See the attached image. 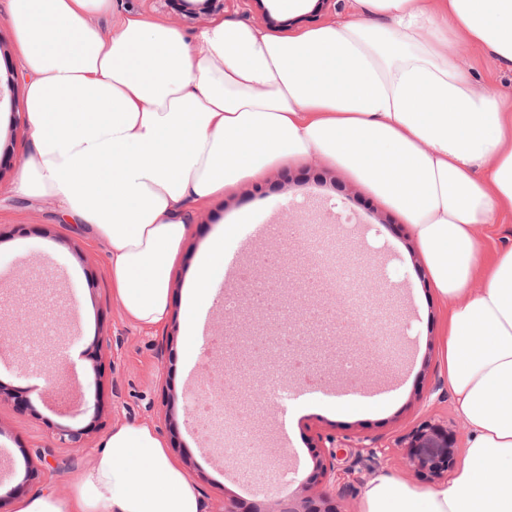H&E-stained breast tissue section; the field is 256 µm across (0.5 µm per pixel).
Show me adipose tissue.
Here are the masks:
<instances>
[{"mask_svg":"<svg viewBox=\"0 0 512 512\" xmlns=\"http://www.w3.org/2000/svg\"><path fill=\"white\" fill-rule=\"evenodd\" d=\"M112 0H10L28 74L33 149L17 194L54 199L108 258L126 320L165 324L189 206L317 158L408 224L442 305V369L468 437L447 482L377 473L357 512H512V247L482 261L480 233L512 215V96L473 87L448 59L472 43L512 68V0H353L349 16L284 38L235 22L187 43ZM225 225L185 295L196 360L224 278ZM68 491L13 512H203L151 423L115 424Z\"/></svg>","mask_w":512,"mask_h":512,"instance_id":"obj_1","label":"adipose tissue"}]
</instances>
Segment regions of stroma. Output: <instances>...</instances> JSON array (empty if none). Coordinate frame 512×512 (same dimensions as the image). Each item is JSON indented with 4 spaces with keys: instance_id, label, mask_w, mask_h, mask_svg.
I'll return each mask as SVG.
<instances>
[{
    "instance_id": "1",
    "label": "stroma",
    "mask_w": 512,
    "mask_h": 512,
    "mask_svg": "<svg viewBox=\"0 0 512 512\" xmlns=\"http://www.w3.org/2000/svg\"><path fill=\"white\" fill-rule=\"evenodd\" d=\"M352 0H307L296 12L279 9L277 0H112V11L92 16L106 34L137 13L177 27L194 42L207 27L236 21L285 36L348 16ZM450 61L476 87L512 95V70L482 48L460 45ZM27 73L14 46L10 0H0V308L11 307L30 334L41 331L42 300L56 296L59 330L79 349L54 385L67 404L46 399L40 377L25 371L8 349L0 348V472L12 483H26L31 493H65V478L84 467L103 437L121 421L146 420L165 437L168 448L199 489L204 512H218L234 498L263 507L314 480L317 448L336 443V473L327 491L343 512H356L367 480L386 471L419 488L432 484L429 474L405 466L399 446L422 422L447 428L457 447L466 436L455 410L447 377L439 365L442 308L423 275L422 255L408 225L364 187L339 169L330 183L291 182L288 167L270 169L259 180L223 197L191 206L189 234L171 271V309L166 324L143 330L122 316L112 297L107 254L85 230L69 224L50 198L31 202L14 191L22 159L32 150L25 108ZM297 217L337 243L342 263L368 261L376 283L375 305L400 322L399 360L379 362L362 341L353 320L339 323L334 335L319 340L317 382L336 367L338 353L358 355L364 383L383 379L373 391V411H329L322 398L296 402L288 412L274 411L273 423L253 417L260 452L249 477L231 472L217 452L220 438L203 441L194 409L204 372L220 361L215 345L187 366L183 355L185 294L208 243L227 224H285ZM228 252L279 253L291 270L310 256L302 239L288 234L262 241L227 243ZM32 270L26 284L20 271ZM81 433L79 447L68 448L59 429Z\"/></svg>"
}]
</instances>
